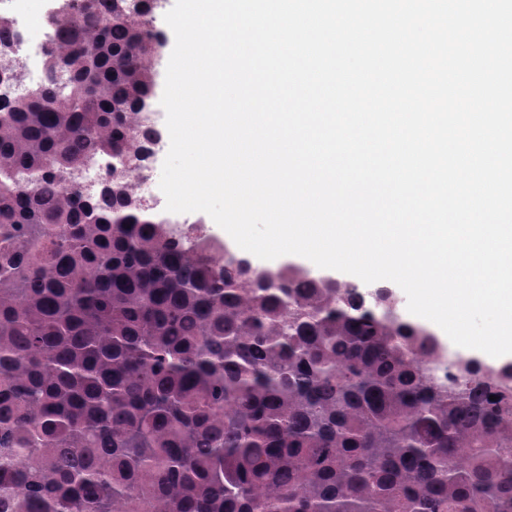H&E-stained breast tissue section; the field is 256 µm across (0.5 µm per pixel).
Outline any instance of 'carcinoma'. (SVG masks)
Listing matches in <instances>:
<instances>
[{
    "mask_svg": "<svg viewBox=\"0 0 512 512\" xmlns=\"http://www.w3.org/2000/svg\"><path fill=\"white\" fill-rule=\"evenodd\" d=\"M61 2L70 93L0 97V512H512V364L172 235L129 183L153 5ZM111 154L133 168L82 199ZM113 157H103L99 163L84 166L75 172L76 181L84 186L83 196L97 200L111 179Z\"/></svg>",
    "mask_w": 512,
    "mask_h": 512,
    "instance_id": "carcinoma-1",
    "label": "carcinoma"
}]
</instances>
